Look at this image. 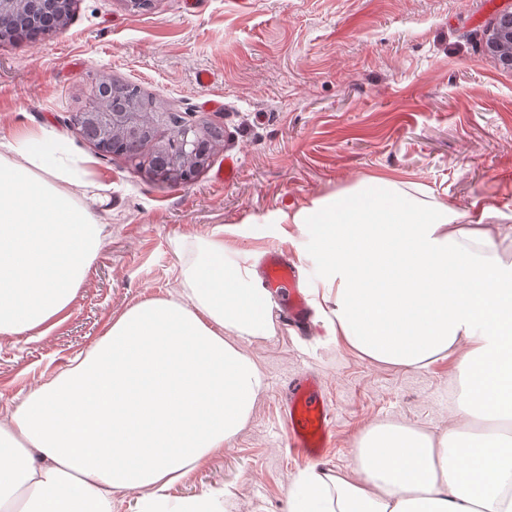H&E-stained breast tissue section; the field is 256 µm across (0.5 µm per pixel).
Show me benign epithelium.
I'll use <instances>...</instances> for the list:
<instances>
[{
	"label": "benign epithelium",
	"mask_w": 512,
	"mask_h": 512,
	"mask_svg": "<svg viewBox=\"0 0 512 512\" xmlns=\"http://www.w3.org/2000/svg\"><path fill=\"white\" fill-rule=\"evenodd\" d=\"M59 8L51 11L48 0H0V40L21 39L23 35L8 28L10 15L26 11L47 17L49 28L45 34L65 27L70 19L74 0H56ZM485 50L499 57L502 64L512 68V11L497 15L489 28ZM112 93V79L103 76L94 84L89 102L80 112L81 123L90 126L97 135L95 147L100 153L110 154L116 137L156 136L163 124L162 111L143 112L133 105L111 106L107 98ZM217 128L185 121L173 130L166 140L168 171L160 178L173 182H188L209 161L201 152V144L216 135Z\"/></svg>",
	"instance_id": "1"
}]
</instances>
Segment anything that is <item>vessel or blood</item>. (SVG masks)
I'll list each match as a JSON object with an SVG mask.
<instances>
[{"instance_id": "b4317fda", "label": "vessel or blood", "mask_w": 512, "mask_h": 512, "mask_svg": "<svg viewBox=\"0 0 512 512\" xmlns=\"http://www.w3.org/2000/svg\"><path fill=\"white\" fill-rule=\"evenodd\" d=\"M260 266L264 288L283 301L287 326L308 325L310 309L297 287L298 271L294 260L271 247L261 257ZM333 416L315 373L305 371L291 379L284 403L289 448L299 450L309 459H319L327 446Z\"/></svg>"}]
</instances>
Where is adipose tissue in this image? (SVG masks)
I'll return each mask as SVG.
<instances>
[{
    "instance_id": "ef3b65f1",
    "label": "adipose tissue",
    "mask_w": 512,
    "mask_h": 512,
    "mask_svg": "<svg viewBox=\"0 0 512 512\" xmlns=\"http://www.w3.org/2000/svg\"><path fill=\"white\" fill-rule=\"evenodd\" d=\"M50 128L0 141V336H39L66 312L103 240L99 196L61 162ZM429 188L369 177L291 218L323 260L328 328L410 370L458 358V413L434 436L397 423L360 436L353 473L309 468L289 512H512V259ZM176 297L139 303L0 423V512H220L170 506L173 483L248 423L265 378L244 341L274 333L272 303L223 242H199Z\"/></svg>"
}]
</instances>
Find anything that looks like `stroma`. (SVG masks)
<instances>
[{
	"label": "stroma",
	"instance_id": "stroma-1",
	"mask_svg": "<svg viewBox=\"0 0 512 512\" xmlns=\"http://www.w3.org/2000/svg\"><path fill=\"white\" fill-rule=\"evenodd\" d=\"M512 0H76L66 27L0 41V138L52 127L102 198L106 234L71 308L45 335L0 338V420L88 352L133 305L177 296L182 266L205 238L226 258L280 245L311 249L288 217L370 175L419 183L462 211L490 207L501 251L512 248V70L486 53L494 18ZM213 80L200 85L199 71ZM139 86L165 111L219 128L192 182L156 179L147 160L104 155L73 116L100 76ZM209 99L223 101L209 110ZM237 159L230 183L217 180ZM265 377L246 427L174 484L179 502L228 488L233 512H288L287 489L317 466L353 469L361 433L400 423L427 433L465 424L448 397L457 359L422 370L369 361L341 337L285 329L244 343ZM311 370L335 412L314 462L283 443V396Z\"/></svg>",
	"mask_w": 512,
	"mask_h": 512
}]
</instances>
